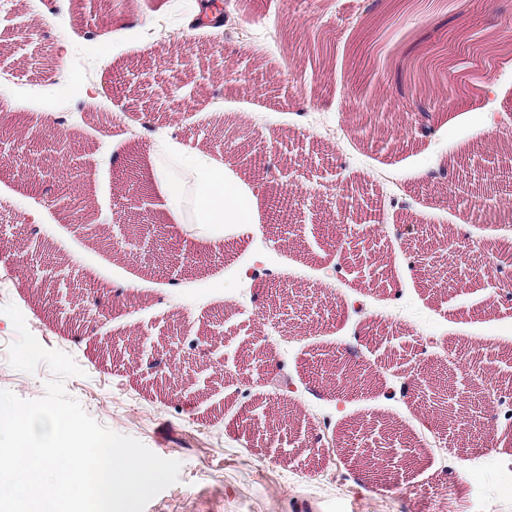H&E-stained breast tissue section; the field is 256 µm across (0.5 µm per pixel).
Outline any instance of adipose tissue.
Instances as JSON below:
<instances>
[{
    "mask_svg": "<svg viewBox=\"0 0 512 512\" xmlns=\"http://www.w3.org/2000/svg\"><path fill=\"white\" fill-rule=\"evenodd\" d=\"M155 156L174 157L176 171L157 169L154 177L163 207L175 223H182L185 204L193 206V221L208 226L214 238L224 227H249L256 221V199L248 187L230 176L222 161L200 149H174L168 141H156Z\"/></svg>",
    "mask_w": 512,
    "mask_h": 512,
    "instance_id": "obj_1",
    "label": "adipose tissue"
}]
</instances>
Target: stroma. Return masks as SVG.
<instances>
[{
  "label": "stroma",
  "mask_w": 512,
  "mask_h": 512,
  "mask_svg": "<svg viewBox=\"0 0 512 512\" xmlns=\"http://www.w3.org/2000/svg\"><path fill=\"white\" fill-rule=\"evenodd\" d=\"M187 2L178 15L173 0H12L0 19V124L38 120L49 158L28 172L32 138L0 136V389L34 400L53 377L11 367L13 304L81 368L65 389L96 422L180 461L145 512H418L421 481L450 512H512V387L476 414L465 373L442 372L468 347L499 354L489 380L512 361V183L497 168L512 155V66L500 52L472 65L512 26V0H319L307 16L220 0L218 28ZM412 64L436 75L426 117L398 91ZM64 78L93 106L63 120L61 147L46 100L67 95ZM116 113L138 136L105 127ZM161 134L253 190L251 230L214 242L172 222L152 178ZM64 184L96 236L47 205ZM466 240L503 288L466 287ZM273 305L287 330L260 323ZM377 331L416 346L428 381L373 370ZM318 352L369 369V388L337 393ZM252 407L300 437L245 447ZM471 415L497 447L465 464L449 443ZM347 435L412 438L418 462L380 492L341 452Z\"/></svg>",
  "instance_id": "obj_1"
}]
</instances>
